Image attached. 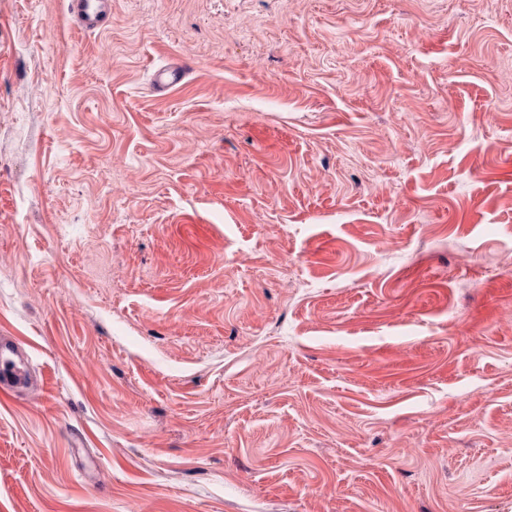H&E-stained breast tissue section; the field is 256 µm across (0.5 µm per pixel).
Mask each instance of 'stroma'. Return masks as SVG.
Wrapping results in <instances>:
<instances>
[{
	"label": "stroma",
	"instance_id": "1",
	"mask_svg": "<svg viewBox=\"0 0 512 512\" xmlns=\"http://www.w3.org/2000/svg\"><path fill=\"white\" fill-rule=\"evenodd\" d=\"M68 5L0 0V512H512V0ZM69 13L79 28L95 30L109 19L112 0H70ZM185 74V68L178 64H169L158 68L153 73V84L159 89L163 90L179 83ZM29 381L25 353L15 340L0 338V399L13 398L16 389Z\"/></svg>",
	"mask_w": 512,
	"mask_h": 512
}]
</instances>
